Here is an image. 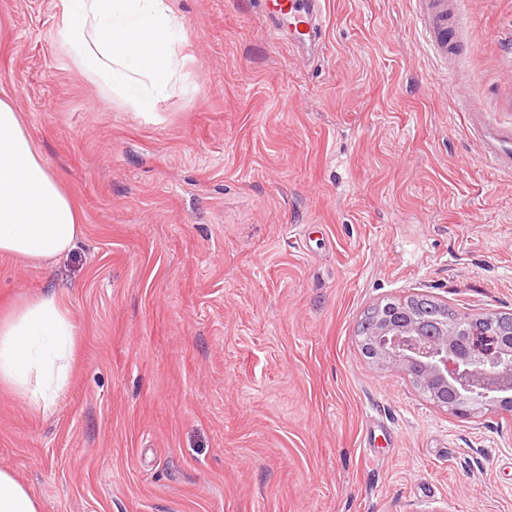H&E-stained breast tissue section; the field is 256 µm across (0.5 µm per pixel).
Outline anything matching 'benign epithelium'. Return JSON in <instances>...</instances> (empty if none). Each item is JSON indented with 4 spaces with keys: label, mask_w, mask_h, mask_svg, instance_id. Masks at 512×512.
Wrapping results in <instances>:
<instances>
[{
    "label": "benign epithelium",
    "mask_w": 512,
    "mask_h": 512,
    "mask_svg": "<svg viewBox=\"0 0 512 512\" xmlns=\"http://www.w3.org/2000/svg\"><path fill=\"white\" fill-rule=\"evenodd\" d=\"M457 332L441 326L426 332L405 307L384 310L369 345L376 369L397 366L406 371L418 361L436 384L437 402L468 417L479 403L500 404L512 398V351L494 336L475 334L457 343Z\"/></svg>",
    "instance_id": "benign-epithelium-1"
}]
</instances>
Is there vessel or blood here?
Segmentation results:
<instances>
[{
  "instance_id": "vessel-or-blood-1",
  "label": "vessel or blood",
  "mask_w": 512,
  "mask_h": 512,
  "mask_svg": "<svg viewBox=\"0 0 512 512\" xmlns=\"http://www.w3.org/2000/svg\"><path fill=\"white\" fill-rule=\"evenodd\" d=\"M417 22L428 49L443 64H454L469 45L460 32L465 25L466 0H417ZM268 30L277 40L296 48L315 44L321 37V0H260ZM466 120L482 158L500 173L512 175V124L491 119L488 112L465 106Z\"/></svg>"
}]
</instances>
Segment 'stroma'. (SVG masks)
<instances>
[{
  "mask_svg": "<svg viewBox=\"0 0 512 512\" xmlns=\"http://www.w3.org/2000/svg\"><path fill=\"white\" fill-rule=\"evenodd\" d=\"M186 77L153 118L70 60L59 0H0V97L82 215L0 256V311L76 328L49 409L0 388V468L41 512H512V411L448 413L358 347L427 295L512 313V176L456 95L512 123V0H469L444 70L415 0H327L322 51L257 0H169Z\"/></svg>",
  "mask_w": 512,
  "mask_h": 512,
  "instance_id": "1",
  "label": "stroma"
}]
</instances>
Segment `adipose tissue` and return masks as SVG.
I'll return each mask as SVG.
<instances>
[{
	"instance_id": "adipose-tissue-1",
	"label": "adipose tissue",
	"mask_w": 512,
	"mask_h": 512,
	"mask_svg": "<svg viewBox=\"0 0 512 512\" xmlns=\"http://www.w3.org/2000/svg\"><path fill=\"white\" fill-rule=\"evenodd\" d=\"M69 56L146 117L174 93L184 23L168 0H59ZM81 215L36 150L13 105L0 98V254L48 261L82 234ZM75 328L45 293L0 312V387L45 409L66 386Z\"/></svg>"
}]
</instances>
